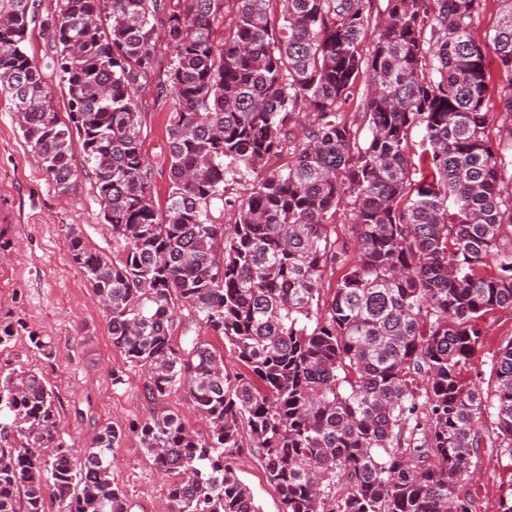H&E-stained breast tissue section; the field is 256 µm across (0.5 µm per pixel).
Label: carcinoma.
Segmentation results:
<instances>
[{
  "instance_id": "1",
  "label": "carcinoma",
  "mask_w": 512,
  "mask_h": 512,
  "mask_svg": "<svg viewBox=\"0 0 512 512\" xmlns=\"http://www.w3.org/2000/svg\"><path fill=\"white\" fill-rule=\"evenodd\" d=\"M58 2L46 67L66 112L28 54L34 0H0V91L60 192L76 149L94 178L112 255L74 224L66 239L113 348L144 368L149 400L179 394L206 422L194 432L162 404L134 428L167 512H260L244 448L280 512H473L459 484L474 459L512 458V336L492 392L468 377L487 317L512 311V0H496L490 37L511 75L496 114L476 38L487 0H385L377 17L372 0H281L276 25L272 0ZM160 66L163 208L132 92ZM62 430L40 373L0 374V512H129L112 478L124 431L101 426L75 459ZM236 467L241 480L251 488L261 512H279L277 492L267 483L259 459L245 450L236 459Z\"/></svg>"
}]
</instances>
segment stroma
<instances>
[{"instance_id": "obj_1", "label": "stroma", "mask_w": 512, "mask_h": 512, "mask_svg": "<svg viewBox=\"0 0 512 512\" xmlns=\"http://www.w3.org/2000/svg\"><path fill=\"white\" fill-rule=\"evenodd\" d=\"M35 8L28 52L45 65L55 53L49 22L57 0H36ZM159 81L152 76L135 96L153 191L162 204L170 185L167 125L172 100L159 92ZM68 224L80 225L90 248L111 254L112 230L102 218L91 177L78 174L69 191L60 193L25 142L8 95L0 93V238L9 245L6 258H0V328L13 330L0 343V370L23 366L43 374L61 400L63 429L75 449L85 448L102 424L123 428L115 482L125 489L131 512H166L167 482L131 429L154 409L143 395L146 372L113 348L105 310L70 261ZM33 331L51 339V356L33 350ZM116 374L122 376L121 384H113ZM236 467L262 512H279L278 495L259 459L242 453ZM460 491L476 512H500L501 500L512 497V458L483 448L475 477L464 480Z\"/></svg>"}]
</instances>
